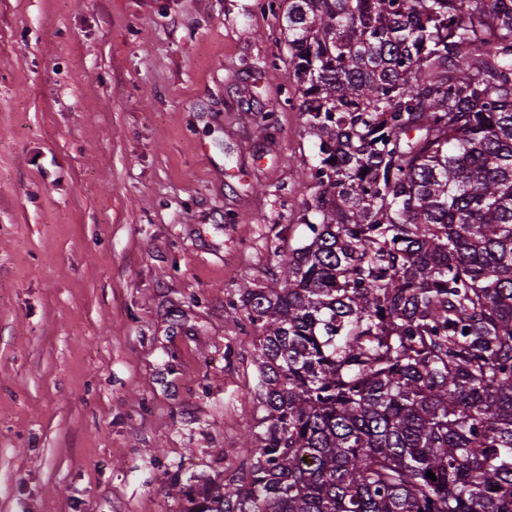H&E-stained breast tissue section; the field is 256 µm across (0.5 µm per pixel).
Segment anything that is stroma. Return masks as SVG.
I'll return each mask as SVG.
<instances>
[{"label": "stroma", "mask_w": 512, "mask_h": 512, "mask_svg": "<svg viewBox=\"0 0 512 512\" xmlns=\"http://www.w3.org/2000/svg\"><path fill=\"white\" fill-rule=\"evenodd\" d=\"M259 2L0 0V512H181L251 458L231 304L318 163Z\"/></svg>", "instance_id": "1"}]
</instances>
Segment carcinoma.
I'll return each instance as SVG.
<instances>
[{
	"mask_svg": "<svg viewBox=\"0 0 512 512\" xmlns=\"http://www.w3.org/2000/svg\"><path fill=\"white\" fill-rule=\"evenodd\" d=\"M281 18L309 234L240 295L250 465L183 485V512H512V0Z\"/></svg>",
	"mask_w": 512,
	"mask_h": 512,
	"instance_id": "cac0c4a2",
	"label": "carcinoma"
}]
</instances>
